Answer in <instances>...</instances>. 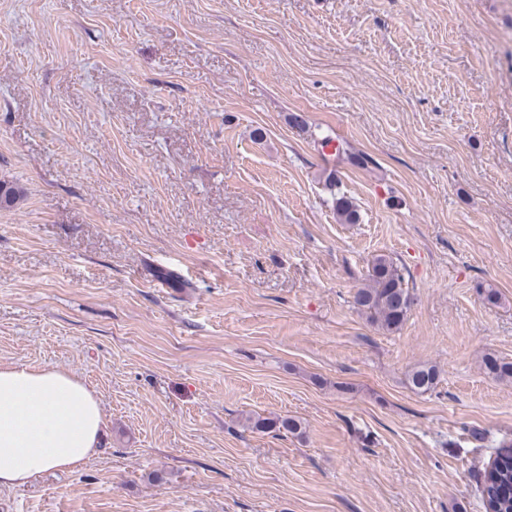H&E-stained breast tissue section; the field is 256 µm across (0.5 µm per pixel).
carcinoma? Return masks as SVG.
<instances>
[{
    "mask_svg": "<svg viewBox=\"0 0 512 512\" xmlns=\"http://www.w3.org/2000/svg\"><path fill=\"white\" fill-rule=\"evenodd\" d=\"M336 213L347 224L357 221L352 203L345 197L336 199ZM354 305L367 320L377 327L392 331L407 316L411 294L402 269L385 255L375 257L368 270L365 284L353 296ZM484 371L501 381H512V361H505L493 352L481 358ZM438 372L432 365L423 364L407 374V383L418 393L432 390L438 382ZM252 428L285 430L296 433L301 424L293 418L248 419ZM483 502L485 512H512V443L501 442L495 457L483 473Z\"/></svg>",
    "mask_w": 512,
    "mask_h": 512,
    "instance_id": "obj_1",
    "label": "carcinoma"
}]
</instances>
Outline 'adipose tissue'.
Returning a JSON list of instances; mask_svg holds the SVG:
<instances>
[{
    "label": "adipose tissue",
    "instance_id": "1",
    "mask_svg": "<svg viewBox=\"0 0 512 512\" xmlns=\"http://www.w3.org/2000/svg\"><path fill=\"white\" fill-rule=\"evenodd\" d=\"M102 428L84 381L55 367L0 366V488L80 470L97 454Z\"/></svg>",
    "mask_w": 512,
    "mask_h": 512
}]
</instances>
